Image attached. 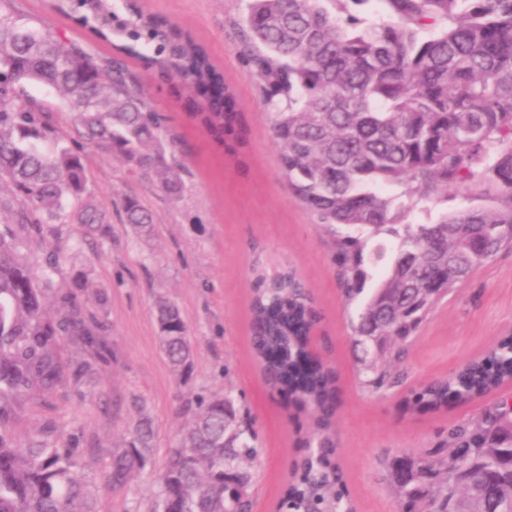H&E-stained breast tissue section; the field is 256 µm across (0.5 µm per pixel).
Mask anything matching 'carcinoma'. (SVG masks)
I'll return each mask as SVG.
<instances>
[{"mask_svg": "<svg viewBox=\"0 0 512 512\" xmlns=\"http://www.w3.org/2000/svg\"><path fill=\"white\" fill-rule=\"evenodd\" d=\"M115 56L33 24L0 0V181L12 194L0 211L32 238L72 220L105 233L96 208L82 200L81 150L64 144L47 113L15 105L17 87L54 88L75 113L79 136L118 159L132 175L157 177L171 197L184 191L166 133L140 77L138 60L160 77L177 76L195 92L220 95L192 118L219 147L243 139L235 92L205 47L139 0H55ZM245 0L242 54L262 83L283 175L330 238L336 279L354 309L356 343L378 358L364 364L379 388L403 358L436 303L473 270L512 246V0H383L389 19L370 24L349 5L370 0ZM438 27L424 37L423 30ZM402 188L400 205L381 187ZM492 195V208H465L435 222L405 214L451 189ZM123 221L142 229L151 211L128 197ZM391 244L388 267L366 288L369 243ZM21 241L0 230V512H95L78 449L45 424L25 447L10 426L23 398L42 401L68 383L79 389L112 362L111 329L87 305L85 284L54 292L45 305L56 258L38 274L20 258ZM175 374L191 364L188 327L166 302L156 308ZM251 350L262 379L287 386L311 419L306 452L294 465L283 512H357L344 490L336 455V374L309 350L320 314L292 270L254 273L249 306ZM83 357L66 362L60 341ZM307 361L299 373L298 363ZM512 380V336L488 362L472 360L406 398L411 408L466 403ZM220 396L187 401L188 421L156 478L155 512H251V465L258 448L226 415ZM128 446L103 476L115 491L145 469L153 426L139 407ZM512 407L502 400L448 429L444 443L387 464L398 512H506L512 508Z\"/></svg>", "mask_w": 512, "mask_h": 512, "instance_id": "cac0c4a2", "label": "carcinoma"}]
</instances>
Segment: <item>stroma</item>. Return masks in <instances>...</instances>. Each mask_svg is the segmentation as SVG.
<instances>
[{
    "label": "stroma",
    "instance_id": "35a3bbf8",
    "mask_svg": "<svg viewBox=\"0 0 512 512\" xmlns=\"http://www.w3.org/2000/svg\"><path fill=\"white\" fill-rule=\"evenodd\" d=\"M146 9L190 31L208 50L235 92L246 128L242 143L223 150L190 116V104L151 70L133 62L144 87L177 138L185 190L168 197L152 178L128 173L100 150H85L86 198L107 227L98 238L82 237L76 224H55L44 238L22 247L24 260L42 271L59 258L56 287L82 278L99 294V312L112 326L113 359L81 390L59 389L44 402H24L11 432L26 445L45 421H55L74 446L83 449L85 474L96 495L97 512H153L155 475L167 448L185 423L183 402L219 394L234 404L239 421L255 436L261 454L255 467L252 512H277L293 464L310 427L304 411L263 381L251 356L249 305L251 272L294 268L322 314L318 346L339 375L336 403L337 455L345 486L358 512H397L385 479L388 460L438 447L450 426L492 406L491 392L440 410L408 408L409 390L447 376L463 362L482 356L502 337L512 336V249L477 267L422 324L396 366L397 385L371 392L359 372L365 356L351 331V313L337 284L332 252L322 228L295 198L284 178L279 149L263 103L261 87L240 53L243 0H143ZM11 6L66 38L90 43L99 56L108 46L90 42L86 31L52 8V0H12ZM36 101L54 126L75 137L73 112L52 89L28 85L17 102ZM139 199L154 213L149 233L120 220L121 197ZM487 196L458 189L419 203L408 222H432L465 207H489ZM175 305L193 343L191 367L177 376L159 342L156 306ZM143 404L156 430L146 468L127 491L104 487L111 455L126 447Z\"/></svg>",
    "mask_w": 512,
    "mask_h": 512
}]
</instances>
